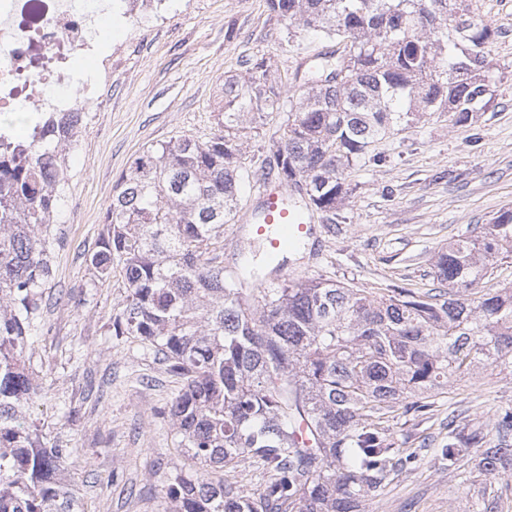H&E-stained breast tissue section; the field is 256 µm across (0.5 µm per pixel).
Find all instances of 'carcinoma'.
<instances>
[{
	"label": "carcinoma",
	"instance_id": "cac0c4a2",
	"mask_svg": "<svg viewBox=\"0 0 512 512\" xmlns=\"http://www.w3.org/2000/svg\"><path fill=\"white\" fill-rule=\"evenodd\" d=\"M270 10L336 38L341 54L308 60L293 95L249 63L246 84L224 81V112L204 141L180 136L139 154L120 176L106 232L86 262L97 278L122 273L125 302L112 335L162 355L181 388L167 407L192 473L171 474L163 512H361L421 460L390 422L430 414L448 378L486 366L512 371V287L481 288L512 254V207L478 235L448 243L434 267L440 287L376 291L331 279L272 282L244 264L224 272V225L239 187L243 118L288 111L274 157L278 179L334 223L348 193L342 171L369 145L426 112L465 124L486 111L485 45L498 34L472 0H268ZM69 134L50 112L27 139L0 137V512H82L66 481L70 450L47 447L27 417L38 384L26 366L53 270L46 228L68 180ZM495 434L448 416L433 449L448 473L471 482L512 464V405ZM313 440L295 441L300 428ZM482 466L465 468L473 455ZM249 466L247 492L211 474Z\"/></svg>",
	"mask_w": 512,
	"mask_h": 512
}]
</instances>
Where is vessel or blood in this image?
<instances>
[{"instance_id": "obj_1", "label": "vessel or blood", "mask_w": 512, "mask_h": 512, "mask_svg": "<svg viewBox=\"0 0 512 512\" xmlns=\"http://www.w3.org/2000/svg\"><path fill=\"white\" fill-rule=\"evenodd\" d=\"M287 188L276 178L261 181L259 196L242 213L244 223L254 225L255 235L268 256L284 263L292 244L307 242L311 226L308 215L294 210Z\"/></svg>"}]
</instances>
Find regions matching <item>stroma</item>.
Here are the masks:
<instances>
[{"mask_svg": "<svg viewBox=\"0 0 512 512\" xmlns=\"http://www.w3.org/2000/svg\"><path fill=\"white\" fill-rule=\"evenodd\" d=\"M474 6L498 31L485 47L488 109L463 125L434 112L375 140L368 152L381 163L344 170L349 194L335 223L313 213V237L286 277L424 292L437 285L438 250L477 235L512 206V0ZM100 33L121 49L112 58L108 104L88 109L82 149L69 161L50 226L54 278L29 355L41 383L32 417L48 445L72 449L67 479L85 512H162L160 489L186 464L162 414L178 382L150 347L113 337L126 296L121 278L97 280L85 256L96 249L119 177L136 156L180 135L211 136L225 77L247 80L248 61L258 57L268 80L292 91L299 64L336 43L270 12L266 0H166L138 30L116 22ZM285 119L271 114L248 133L243 150L253 169L274 168L272 147ZM260 249L246 224L225 225V270ZM447 392L429 417L393 426L405 447H442L452 410L461 424L492 429L495 407L512 403V374L480 369L452 377ZM497 489L500 512H512L511 467L463 484L427 457L366 512H472L478 497Z\"/></svg>", "mask_w": 512, "mask_h": 512, "instance_id": "obj_1", "label": "stroma"}]
</instances>
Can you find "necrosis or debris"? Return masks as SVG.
<instances>
[{"instance_id": "4bbe7bcc", "label": "necrosis or debris", "mask_w": 512, "mask_h": 512, "mask_svg": "<svg viewBox=\"0 0 512 512\" xmlns=\"http://www.w3.org/2000/svg\"><path fill=\"white\" fill-rule=\"evenodd\" d=\"M112 15V0H0V114L64 112L82 128L112 89V44L98 36Z\"/></svg>"}]
</instances>
